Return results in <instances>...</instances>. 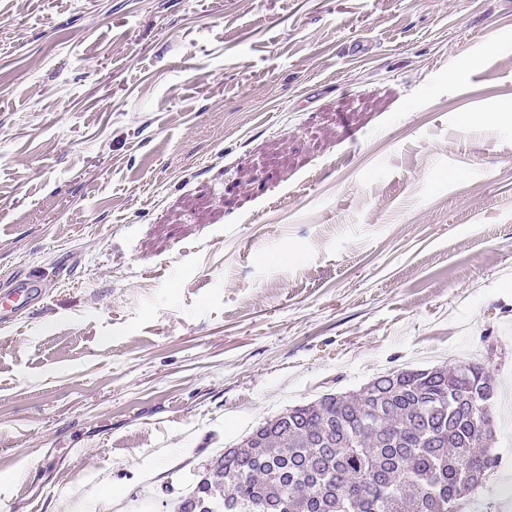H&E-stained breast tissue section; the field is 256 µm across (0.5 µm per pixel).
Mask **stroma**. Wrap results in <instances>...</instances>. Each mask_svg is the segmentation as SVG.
Segmentation results:
<instances>
[{"label":"stroma","instance_id":"1","mask_svg":"<svg viewBox=\"0 0 512 512\" xmlns=\"http://www.w3.org/2000/svg\"><path fill=\"white\" fill-rule=\"evenodd\" d=\"M509 110L512 0H0V284L46 282L7 512H174L265 419L461 362L512 512Z\"/></svg>","mask_w":512,"mask_h":512}]
</instances>
